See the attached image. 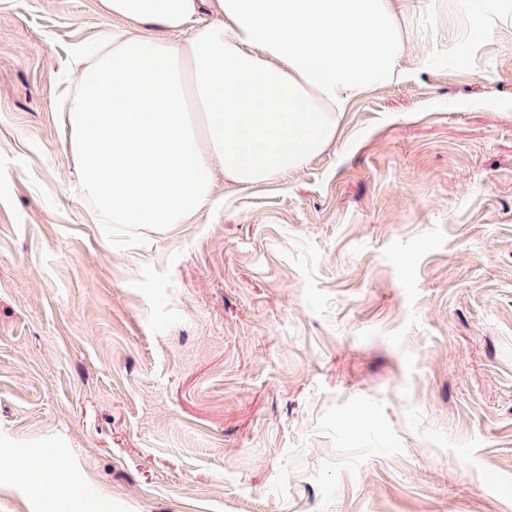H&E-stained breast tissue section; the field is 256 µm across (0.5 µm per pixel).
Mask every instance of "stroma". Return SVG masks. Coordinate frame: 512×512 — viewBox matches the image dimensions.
Instances as JSON below:
<instances>
[{
	"mask_svg": "<svg viewBox=\"0 0 512 512\" xmlns=\"http://www.w3.org/2000/svg\"><path fill=\"white\" fill-rule=\"evenodd\" d=\"M111 27L0 0V512L48 455L59 512H512V6L405 0L335 144L134 246L57 110Z\"/></svg>",
	"mask_w": 512,
	"mask_h": 512,
	"instance_id": "obj_1",
	"label": "stroma"
}]
</instances>
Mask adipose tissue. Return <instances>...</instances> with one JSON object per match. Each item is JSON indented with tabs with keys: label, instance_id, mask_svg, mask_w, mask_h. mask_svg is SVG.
<instances>
[{
	"label": "adipose tissue",
	"instance_id": "adipose-tissue-1",
	"mask_svg": "<svg viewBox=\"0 0 512 512\" xmlns=\"http://www.w3.org/2000/svg\"><path fill=\"white\" fill-rule=\"evenodd\" d=\"M119 24L76 54L66 95L95 224L163 229L302 170L416 48L401 0H99ZM213 15L210 23L200 22Z\"/></svg>",
	"mask_w": 512,
	"mask_h": 512
}]
</instances>
